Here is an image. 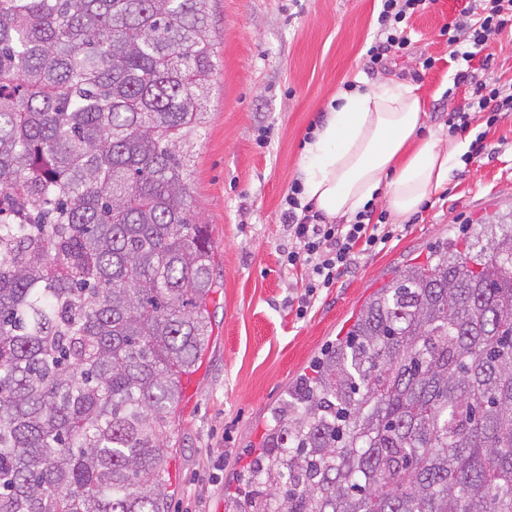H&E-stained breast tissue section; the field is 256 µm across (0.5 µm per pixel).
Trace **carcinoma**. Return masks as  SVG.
Wrapping results in <instances>:
<instances>
[{"label": "carcinoma", "mask_w": 512, "mask_h": 512, "mask_svg": "<svg viewBox=\"0 0 512 512\" xmlns=\"http://www.w3.org/2000/svg\"><path fill=\"white\" fill-rule=\"evenodd\" d=\"M208 0H0V512H170L214 258ZM440 242L271 411L239 512H512V221Z\"/></svg>", "instance_id": "1"}]
</instances>
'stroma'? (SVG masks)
<instances>
[{
	"instance_id": "1",
	"label": "stroma",
	"mask_w": 512,
	"mask_h": 512,
	"mask_svg": "<svg viewBox=\"0 0 512 512\" xmlns=\"http://www.w3.org/2000/svg\"><path fill=\"white\" fill-rule=\"evenodd\" d=\"M465 4L436 0L415 15L405 56L370 73L364 54L377 32V0H208L215 70L190 194L215 256L212 336L176 413L170 512H232L227 490H246L271 408L366 298L442 238L512 212V112L491 128L477 117L465 138L487 132L484 153L458 157L443 192L299 306L307 273L288 266L281 213L302 179L309 126L323 122L345 85L394 79L425 101L424 134L453 139L448 120L467 88L454 83L459 66L439 30ZM488 51L490 67L474 60L473 79L512 83V32L491 39ZM429 56L436 64L427 70Z\"/></svg>"
}]
</instances>
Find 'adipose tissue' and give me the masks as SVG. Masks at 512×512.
I'll list each match as a JSON object with an SVG mask.
<instances>
[{
  "label": "adipose tissue",
  "instance_id": "ef3b65f1",
  "mask_svg": "<svg viewBox=\"0 0 512 512\" xmlns=\"http://www.w3.org/2000/svg\"><path fill=\"white\" fill-rule=\"evenodd\" d=\"M424 103L411 85L389 80L337 94L306 142L303 200L327 219L352 218L384 194L396 221L444 190L464 141L420 139Z\"/></svg>",
  "mask_w": 512,
  "mask_h": 512
}]
</instances>
